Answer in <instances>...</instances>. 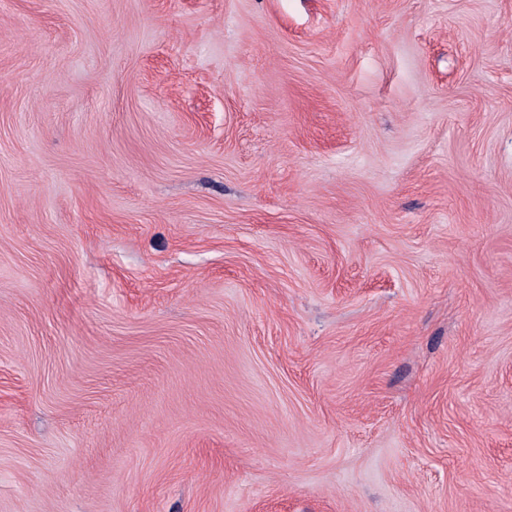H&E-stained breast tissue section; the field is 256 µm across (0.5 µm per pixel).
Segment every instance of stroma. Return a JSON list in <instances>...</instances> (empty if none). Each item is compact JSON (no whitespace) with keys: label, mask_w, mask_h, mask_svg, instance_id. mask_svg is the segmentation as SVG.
Wrapping results in <instances>:
<instances>
[{"label":"stroma","mask_w":512,"mask_h":512,"mask_svg":"<svg viewBox=\"0 0 512 512\" xmlns=\"http://www.w3.org/2000/svg\"><path fill=\"white\" fill-rule=\"evenodd\" d=\"M0 512H512V0H0Z\"/></svg>","instance_id":"stroma-1"}]
</instances>
